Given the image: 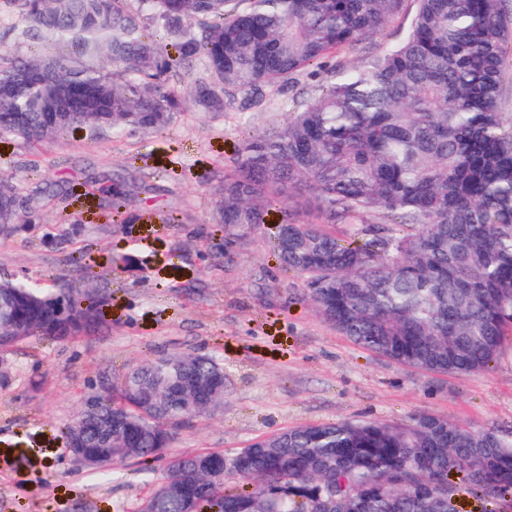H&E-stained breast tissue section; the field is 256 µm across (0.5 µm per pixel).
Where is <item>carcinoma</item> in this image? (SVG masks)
<instances>
[{
	"mask_svg": "<svg viewBox=\"0 0 512 512\" xmlns=\"http://www.w3.org/2000/svg\"><path fill=\"white\" fill-rule=\"evenodd\" d=\"M393 49L339 69L282 125L240 143L218 209L224 245L266 223L284 200L271 244L303 278V299L356 346L422 372L491 368L512 335V0H417ZM405 0H0V140L29 145L81 129L92 139L162 132L188 110L224 112L234 89L266 88L321 66L376 34ZM40 51L17 54L23 46ZM208 81L173 82L186 66ZM97 104L71 109L70 88ZM59 110L49 124L45 109ZM41 196L0 178V223L40 219ZM345 224L347 238L331 228ZM101 303L38 282L0 281L5 349L60 336ZM224 362L171 353L131 367L112 395L65 428L101 450L99 423L127 421L112 465L156 460L163 427L185 405H224ZM187 382L184 398L169 384ZM197 455L168 459L163 479L198 492L195 512H512V432L474 431L434 415L405 424L339 420L261 437L235 472L199 473ZM245 480L251 490L228 493Z\"/></svg>",
	"mask_w": 512,
	"mask_h": 512,
	"instance_id": "1",
	"label": "carcinoma"
}]
</instances>
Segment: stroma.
Listing matches in <instances>:
<instances>
[{
  "label": "stroma",
  "instance_id": "35a3bbf8",
  "mask_svg": "<svg viewBox=\"0 0 512 512\" xmlns=\"http://www.w3.org/2000/svg\"><path fill=\"white\" fill-rule=\"evenodd\" d=\"M399 17L355 49L338 51L319 75L302 72L266 90L251 128L273 129L316 98L339 64L394 48ZM236 111L186 112L164 132L88 139L73 131L29 148L0 140V173L41 190V219L0 233V276L103 297V318L67 338H35L9 354L0 386V512H139L164 461L131 460L90 472L68 449L64 426L127 369L172 352L224 361V406L176 430L171 454L213 448L231 455L293 427L344 419L406 423L430 414L478 431L512 430V336L485 373H423L354 345L302 301L303 279L281 269L269 242L281 218L230 253L216 189L246 130ZM122 181L123 198L95 187ZM142 219L125 227L128 213ZM144 264L117 271L115 252Z\"/></svg>",
  "mask_w": 512,
  "mask_h": 512
}]
</instances>
